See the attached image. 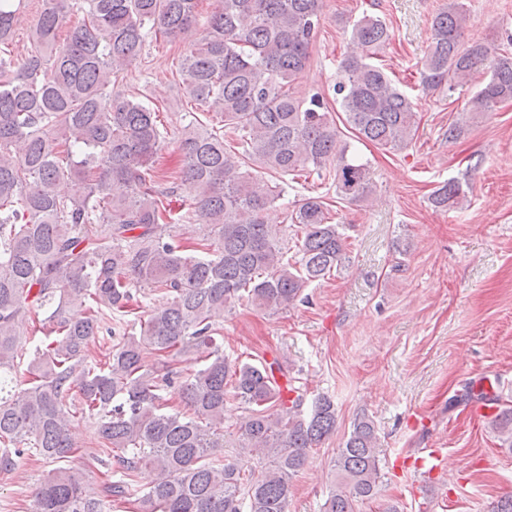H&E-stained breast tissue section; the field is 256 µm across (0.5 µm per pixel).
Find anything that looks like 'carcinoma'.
<instances>
[{"instance_id": "obj_1", "label": "carcinoma", "mask_w": 512, "mask_h": 512, "mask_svg": "<svg viewBox=\"0 0 512 512\" xmlns=\"http://www.w3.org/2000/svg\"><path fill=\"white\" fill-rule=\"evenodd\" d=\"M0 0V473L29 454L62 461L75 444L76 411L93 420L91 444L121 466L99 491L79 469L58 467L39 481L33 512H111L129 502L137 512H288L293 480L310 451L336 433L328 396L303 409V395L264 364L229 362L214 317L247 299L279 310L309 284L331 276L345 259V238L323 197L288 209L284 189L254 175L246 161L283 176L314 172L336 194L366 201L367 163L338 139L324 96L298 99L322 26L323 0H221L202 36L183 56L187 95L220 115L214 130L191 118L179 131L181 181L190 209L174 214L157 186L155 157L164 135L156 110L115 89L114 78L140 54L146 36L175 40L196 26L197 0H44L22 62L10 56L17 7ZM81 14L66 37L69 11ZM467 15L453 0L431 23L421 68L428 91L453 89L484 70L488 80L465 103L462 124L512 101V56L492 45H464ZM391 39L381 17L351 23L356 44L337 70L333 92L362 141L394 151L414 137L415 105L382 68L369 62ZM235 139L240 151L226 147ZM467 201L458 180L436 187L434 207ZM289 212L285 221L273 218ZM196 219L194 249L177 234ZM298 259L290 264L288 226ZM158 297L112 350L95 354L102 329L123 328L137 289ZM42 336L21 369L25 341L18 324ZM189 355L199 367L182 376ZM180 380L184 408L163 391ZM497 413L493 433L512 451V404L478 394ZM239 402L237 457L224 451V411ZM257 458L260 473L238 457ZM156 473L147 486L144 470ZM336 484L322 512H356L379 492L380 457L373 422L363 416L333 460Z\"/></svg>"}]
</instances>
